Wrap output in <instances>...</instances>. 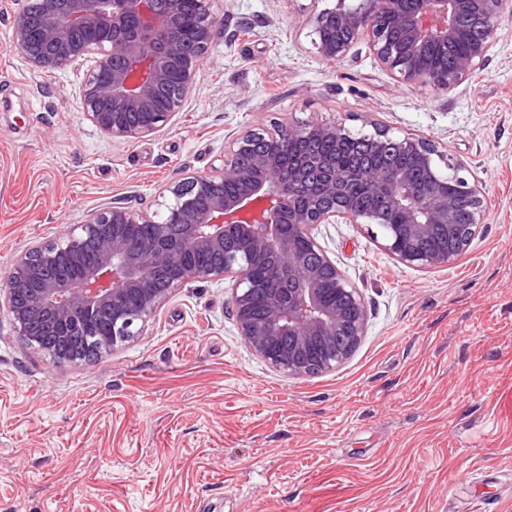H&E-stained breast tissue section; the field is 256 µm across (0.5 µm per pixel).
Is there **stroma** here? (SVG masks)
Returning <instances> with one entry per match:
<instances>
[{
  "label": "stroma",
  "mask_w": 512,
  "mask_h": 512,
  "mask_svg": "<svg viewBox=\"0 0 512 512\" xmlns=\"http://www.w3.org/2000/svg\"><path fill=\"white\" fill-rule=\"evenodd\" d=\"M334 3L216 0L197 90L170 126L118 143L81 111L80 72H34L13 48L22 0H0V276L107 203L157 210L275 118L425 137L485 195L448 267L321 226L367 331L319 375L255 355L226 282L176 288L133 342L64 370L0 303V512H512V0L481 75L451 90L396 83L362 40L323 59L310 19Z\"/></svg>",
  "instance_id": "35a3bbf8"
}]
</instances>
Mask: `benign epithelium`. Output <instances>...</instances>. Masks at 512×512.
Here are the masks:
<instances>
[{
	"label": "benign epithelium",
	"mask_w": 512,
	"mask_h": 512,
	"mask_svg": "<svg viewBox=\"0 0 512 512\" xmlns=\"http://www.w3.org/2000/svg\"><path fill=\"white\" fill-rule=\"evenodd\" d=\"M211 2L200 0L193 54L186 50L177 8L161 10L157 0H31L39 13L36 30L18 16L12 46L40 73L89 64L80 87L82 111L111 140L132 142L167 126L196 90L214 39ZM370 4L364 9L336 0L312 17L317 34L328 24L350 33L345 40L319 39L321 55L342 58L364 39L397 83L451 89L483 71L498 42L506 0H414L408 11L398 0ZM467 21L485 30L470 52L443 73L423 68L428 50L451 46ZM392 28L399 34L396 42ZM77 31L96 37L80 41L73 37ZM134 113L141 116L137 123L130 120ZM315 138L356 139L410 155L431 182L368 164L339 172L318 156H302L288 167L281 163L297 141ZM261 140L274 143L276 151L261 152ZM445 169L464 185L470 223L480 224L482 186L462 176L464 167L427 139L399 136L376 123L371 132L354 134L336 123L275 122L225 144L209 172L190 173L168 189L160 210L137 213L106 205L73 231L27 246L0 288L17 335L57 369L85 360L82 353L56 350L74 321L86 326L108 319L111 333L91 343L100 352L114 350L140 335L175 288L228 280L239 333L268 365L296 378L333 371L365 336L367 312L359 289L321 246L318 227L377 223L375 212L358 210L347 199L350 184L365 180L403 216L383 248L406 266L446 267L472 237H448L462 218L458 203L434 186ZM195 256L219 261L197 262ZM327 279L347 307L326 301L320 284Z\"/></svg>",
	"instance_id": "benign-epithelium-1"
}]
</instances>
